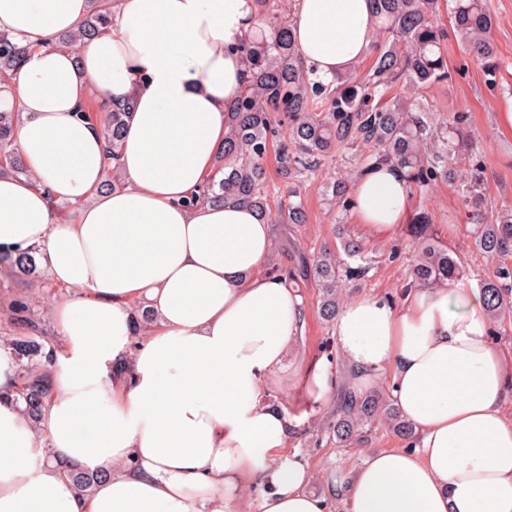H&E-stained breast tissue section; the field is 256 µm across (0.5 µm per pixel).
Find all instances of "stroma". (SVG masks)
Listing matches in <instances>:
<instances>
[{"mask_svg":"<svg viewBox=\"0 0 512 512\" xmlns=\"http://www.w3.org/2000/svg\"><path fill=\"white\" fill-rule=\"evenodd\" d=\"M495 17L491 37L502 62L497 77L487 76L477 57L461 47L454 32H447L443 42L448 81L436 83L425 91L435 112L448 117L456 111L468 115L473 153L484 167V195L489 206L500 209L512 206V128L498 121L500 113L512 110V0H488ZM361 153L339 149L332 160L326 161L321 172L298 183L308 221L304 224H280L268 269L292 267L298 254L314 256L322 248L339 250L335 234L338 225H347L352 236L363 245L371 268L364 279L346 284L347 296L374 294L400 301L409 281L408 270L414 260V247L405 228H398L390 237H366L353 212L339 213L324 200V183L332 177L357 174L361 168ZM411 212L425 211L431 217L438 237L454 250L464 264L468 276L462 285L477 287L481 277L490 274L493 263L481 256L471 245L468 230L470 213L460 197L456 183L440 182L425 194H412ZM295 286L305 304L306 326L302 342L291 348L278 369L264 384L266 401L298 419L287 444L268 464L272 467L298 465L304 467L309 480L307 491L324 496L331 512H343L336 500V486L347 472L358 466L367 453L377 449L403 448L407 442L386 426L373 425L364 441L337 446L330 439L326 425L333 420L335 398L316 399L302 383V372L319 361L339 365L340 358L332 324L319 316L321 288L311 278L296 280ZM27 302L39 318L43 329H51V299L39 279H21L0 273V336H23L22 328L14 325V301Z\"/></svg>","mask_w":512,"mask_h":512,"instance_id":"obj_1","label":"stroma"}]
</instances>
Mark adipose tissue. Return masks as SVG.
Listing matches in <instances>:
<instances>
[{
	"label": "adipose tissue",
	"mask_w": 512,
	"mask_h": 512,
	"mask_svg": "<svg viewBox=\"0 0 512 512\" xmlns=\"http://www.w3.org/2000/svg\"><path fill=\"white\" fill-rule=\"evenodd\" d=\"M112 32L78 50L90 0H0V31L30 51L0 110L21 114L14 145L29 177L0 175V247H39L66 288L51 396L38 426L0 371V512H241L249 480L263 512H328L304 468L268 466L293 419L263 384L301 338L305 311L289 270L264 262L275 228L246 204L184 199L224 149L225 119L244 82L235 45L259 24L255 0H112ZM371 0H298L292 36L331 82L372 48ZM124 102L122 189L102 190L106 151L78 114L91 98ZM363 232L390 236L409 217L398 167L361 171L352 190ZM75 206L57 222L53 203ZM153 316L130 346L133 308ZM343 364L303 373L324 398L361 393L377 373L417 431L414 449L367 454L340 482L345 512H512V368L489 337L479 292L414 287L402 305L370 294L340 309ZM98 479L80 491L65 467Z\"/></svg>",
	"instance_id": "adipose-tissue-1"
}]
</instances>
